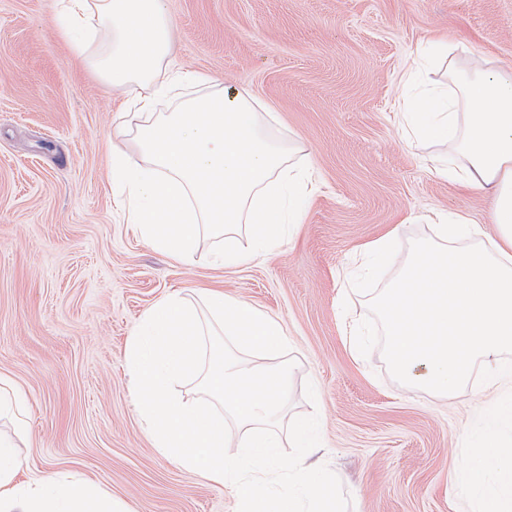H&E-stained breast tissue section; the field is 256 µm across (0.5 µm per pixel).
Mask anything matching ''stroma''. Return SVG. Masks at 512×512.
Wrapping results in <instances>:
<instances>
[{"instance_id": "1", "label": "stroma", "mask_w": 512, "mask_h": 512, "mask_svg": "<svg viewBox=\"0 0 512 512\" xmlns=\"http://www.w3.org/2000/svg\"><path fill=\"white\" fill-rule=\"evenodd\" d=\"M178 64L245 90L269 131L305 163L304 224L276 253L237 267L185 265L123 218L105 140L135 127L59 34V0H0V376L26 401V477H95L127 512H238L232 487L173 466L136 411L124 356L161 298L203 288L277 318L295 363L288 416L318 414L349 512H478L454 478L479 456L465 431L512 396L484 365L449 396L403 384L385 357L365 245L395 229L400 249L433 238L430 217L483 224L488 199L430 173L443 147L398 128L408 75L429 39L512 68V0H166ZM368 340L351 347L349 327Z\"/></svg>"}]
</instances>
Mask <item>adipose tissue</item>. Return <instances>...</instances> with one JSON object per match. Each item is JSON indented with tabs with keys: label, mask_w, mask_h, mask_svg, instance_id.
Wrapping results in <instances>:
<instances>
[{
	"label": "adipose tissue",
	"mask_w": 512,
	"mask_h": 512,
	"mask_svg": "<svg viewBox=\"0 0 512 512\" xmlns=\"http://www.w3.org/2000/svg\"><path fill=\"white\" fill-rule=\"evenodd\" d=\"M62 2L57 28L74 55L143 118L134 137L106 147L126 220L147 243L191 264L203 237L219 238L213 259L234 266L268 254L287 225L304 222L308 184L287 147L268 135L264 105L208 74L171 71L174 21L165 0ZM455 53L468 63L462 72L448 67L458 92L406 100L403 118L447 141L433 172L483 192L495 233L461 213L444 215L434 239L414 244L375 301L393 372L441 395L463 386L475 362L499 375L501 354L512 350V71L466 45ZM133 143L138 164L128 157ZM511 426L509 402L467 432L485 453L459 460L455 476L481 512H512V446L502 440ZM22 453L17 438L0 435V512H125L88 476L21 480Z\"/></svg>",
	"instance_id": "adipose-tissue-1"
}]
</instances>
